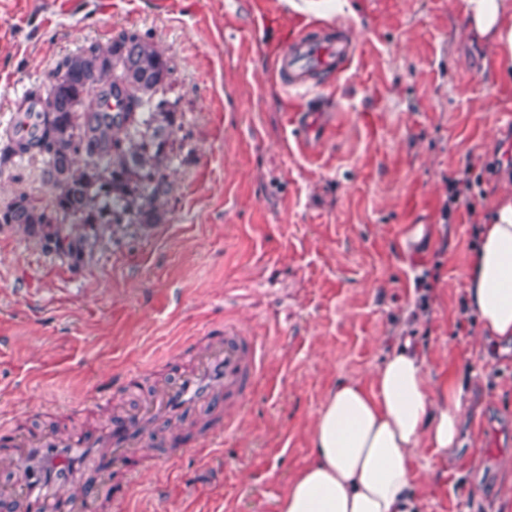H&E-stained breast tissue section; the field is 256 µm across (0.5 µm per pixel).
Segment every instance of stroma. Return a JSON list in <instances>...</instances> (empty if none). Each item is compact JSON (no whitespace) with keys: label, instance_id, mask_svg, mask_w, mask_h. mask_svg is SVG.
<instances>
[{"label":"stroma","instance_id":"1","mask_svg":"<svg viewBox=\"0 0 512 512\" xmlns=\"http://www.w3.org/2000/svg\"><path fill=\"white\" fill-rule=\"evenodd\" d=\"M271 6V34L317 19L360 43L352 68L314 89L336 118L313 154L286 147L302 92L273 80V46L249 32L247 0H0V133L66 57L123 30L169 59L167 97L183 114L153 228L111 227L77 263L0 227V418L62 432L106 423L140 405L116 377L138 368L156 388L181 361V337L235 321L266 344L235 432L145 472L128 505L105 512H277L330 391L370 382L405 332L433 395L452 380L468 388L461 448L417 452V512H512V342L484 336L466 291L480 218L512 188V168L447 206L449 182L507 140L512 62L468 35L461 0ZM22 192L51 202L36 161L0 171V206ZM414 196L431 206L408 255L399 234ZM94 388L111 389V405H85Z\"/></svg>","mask_w":512,"mask_h":512}]
</instances>
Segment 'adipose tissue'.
I'll list each match as a JSON object with an SVG mask.
<instances>
[{
    "instance_id": "obj_1",
    "label": "adipose tissue",
    "mask_w": 512,
    "mask_h": 512,
    "mask_svg": "<svg viewBox=\"0 0 512 512\" xmlns=\"http://www.w3.org/2000/svg\"><path fill=\"white\" fill-rule=\"evenodd\" d=\"M469 31L512 59V0H463ZM470 257L468 302L487 336L512 339V194L494 197ZM463 389L442 400L428 388L427 363L400 337L373 373L330 392L312 433V458L288 483L278 512H415L413 459L426 446L458 448Z\"/></svg>"
}]
</instances>
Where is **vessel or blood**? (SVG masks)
<instances>
[{"label": "vessel or blood", "instance_id": "vessel-or-blood-1", "mask_svg": "<svg viewBox=\"0 0 512 512\" xmlns=\"http://www.w3.org/2000/svg\"><path fill=\"white\" fill-rule=\"evenodd\" d=\"M272 61L281 83L309 88L318 74L340 76L354 61L358 45L340 28L319 23L288 32ZM298 147L309 149L330 127L323 98L315 97L288 118ZM188 363L179 376L149 396L139 410L117 413L93 430L57 432L18 420L0 424V464L15 473L14 485L1 497L18 504L20 512H102L106 501H126L134 489L143 460L135 451L144 447L149 429L171 428L164 450L155 454L170 461L184 452L214 447L236 428L234 411L250 399L263 369L265 348L259 337L240 331L233 322L209 335L186 342ZM208 410V424L192 436L177 432L188 414ZM98 460L100 488L73 494L78 471L71 460Z\"/></svg>", "mask_w": 512, "mask_h": 512}]
</instances>
